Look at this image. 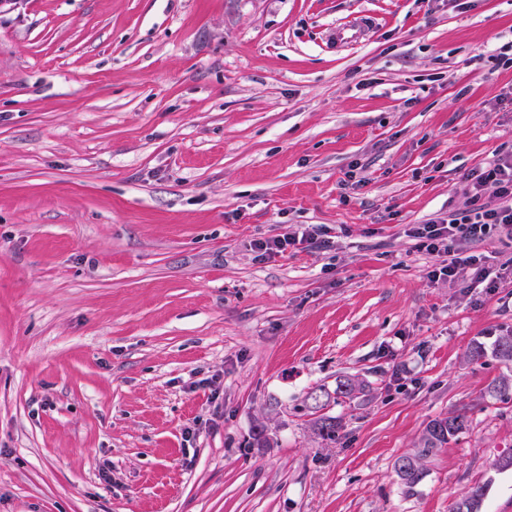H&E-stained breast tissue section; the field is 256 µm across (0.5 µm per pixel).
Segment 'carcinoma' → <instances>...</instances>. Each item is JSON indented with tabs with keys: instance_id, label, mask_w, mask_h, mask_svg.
Returning <instances> with one entry per match:
<instances>
[{
	"instance_id": "carcinoma-1",
	"label": "carcinoma",
	"mask_w": 512,
	"mask_h": 512,
	"mask_svg": "<svg viewBox=\"0 0 512 512\" xmlns=\"http://www.w3.org/2000/svg\"><path fill=\"white\" fill-rule=\"evenodd\" d=\"M492 355L502 363L512 364V330L497 336ZM360 382L356 377H345L336 383L334 394L336 397L353 398ZM488 394L493 398H512V375L502 376L488 387ZM331 394L324 388H319L308 396V408L314 431L324 439L336 440V434L341 429V422L337 417L325 412L330 405ZM469 427V417L464 412L444 418L434 419L423 430L416 448L404 454L408 459V468L398 474V478L410 493L423 481L427 474L426 462L437 456L448 444L456 440L464 430ZM485 495L484 488L476 487L462 498L453 508V512H480L481 503Z\"/></svg>"
}]
</instances>
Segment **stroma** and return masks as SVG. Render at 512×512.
<instances>
[{
	"label": "stroma",
	"instance_id": "1",
	"mask_svg": "<svg viewBox=\"0 0 512 512\" xmlns=\"http://www.w3.org/2000/svg\"><path fill=\"white\" fill-rule=\"evenodd\" d=\"M509 41L512 0H0V512H512V365L466 359L512 282L408 234L512 145ZM293 224L330 247L257 258ZM308 408L310 415L315 416L311 420L314 431L323 439L336 440V434L341 429V422L336 416L323 412L331 401V396L325 388H318L308 396ZM469 417L466 412L434 419L423 430L416 448L400 456L396 463L403 458L408 459V468L403 472H395L406 490L411 493L423 481L427 474L426 462L437 456L451 441L469 427Z\"/></svg>",
	"mask_w": 512,
	"mask_h": 512
}]
</instances>
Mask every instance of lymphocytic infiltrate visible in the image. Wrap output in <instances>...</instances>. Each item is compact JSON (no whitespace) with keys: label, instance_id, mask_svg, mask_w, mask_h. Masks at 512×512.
Wrapping results in <instances>:
<instances>
[{"label":"lymphocytic infiltrate","instance_id":"1","mask_svg":"<svg viewBox=\"0 0 512 512\" xmlns=\"http://www.w3.org/2000/svg\"><path fill=\"white\" fill-rule=\"evenodd\" d=\"M463 193L465 209L430 218L415 225L411 234L419 248L444 257L442 264L431 271V278L453 281L466 277L471 287L490 292L512 277V257L486 264L477 255H461L459 245L480 242L492 234L512 241V148L499 149L486 166L467 175ZM325 234L319 224L292 226L283 235L255 241L254 247L261 256L271 257L297 243L325 246Z\"/></svg>","mask_w":512,"mask_h":512}]
</instances>
